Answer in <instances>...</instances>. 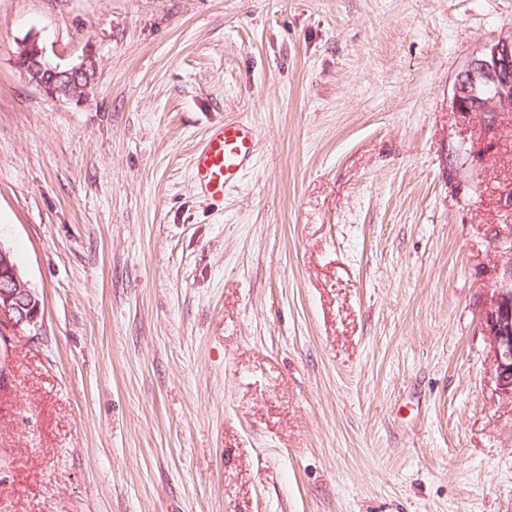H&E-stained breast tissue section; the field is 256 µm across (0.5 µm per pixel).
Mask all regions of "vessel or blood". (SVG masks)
<instances>
[{
  "instance_id": "1",
  "label": "vessel or blood",
  "mask_w": 512,
  "mask_h": 512,
  "mask_svg": "<svg viewBox=\"0 0 512 512\" xmlns=\"http://www.w3.org/2000/svg\"><path fill=\"white\" fill-rule=\"evenodd\" d=\"M258 149V133L246 121L212 126L192 159L195 188L205 197L220 200L251 166Z\"/></svg>"
}]
</instances>
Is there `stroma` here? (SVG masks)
Instances as JSON below:
<instances>
[{
    "mask_svg": "<svg viewBox=\"0 0 512 512\" xmlns=\"http://www.w3.org/2000/svg\"><path fill=\"white\" fill-rule=\"evenodd\" d=\"M512 0H0V512H512L481 314L512 123L453 81ZM99 63L83 103L16 65ZM256 160L211 202L207 130ZM258 149V133L246 121L212 126L192 159L194 187L205 197L223 200L224 191L236 184L251 166ZM11 257L10 251L0 245V328L6 335L36 332L41 303ZM4 333L0 331V336H6Z\"/></svg>",
    "mask_w": 512,
    "mask_h": 512,
    "instance_id": "35a3bbf8",
    "label": "stroma"
}]
</instances>
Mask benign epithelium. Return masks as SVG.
<instances>
[{
    "mask_svg": "<svg viewBox=\"0 0 512 512\" xmlns=\"http://www.w3.org/2000/svg\"><path fill=\"white\" fill-rule=\"evenodd\" d=\"M16 64L43 96L60 102L81 103L94 89L96 57L89 53L79 62L52 64L35 38L19 47ZM455 110L479 117L480 149L488 151L498 140L505 120L512 118V36L483 47L470 57L453 83ZM494 262L501 276L481 328L493 349L496 390L512 402V242L494 239ZM41 303L20 274L10 251L0 246V329L6 334L36 332Z\"/></svg>",
    "mask_w": 512,
    "mask_h": 512,
    "instance_id": "1",
    "label": "benign epithelium"
}]
</instances>
